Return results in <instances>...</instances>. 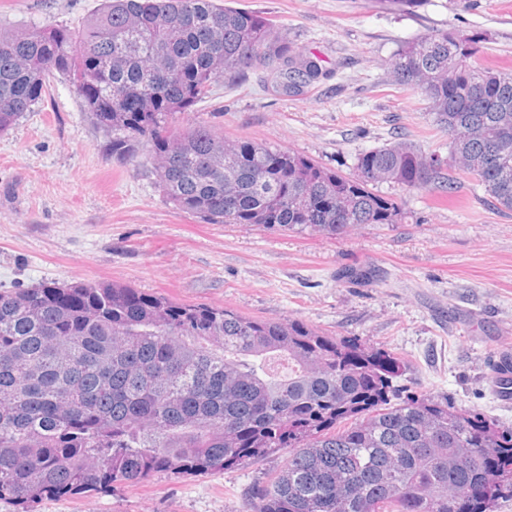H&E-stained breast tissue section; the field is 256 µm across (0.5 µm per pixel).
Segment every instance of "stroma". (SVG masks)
Listing matches in <instances>:
<instances>
[{
  "label": "stroma",
  "instance_id": "35a3bbf8",
  "mask_svg": "<svg viewBox=\"0 0 512 512\" xmlns=\"http://www.w3.org/2000/svg\"><path fill=\"white\" fill-rule=\"evenodd\" d=\"M276 21L294 49L327 71L311 92L279 94L268 70L168 121L301 154L348 176L358 154L404 139L447 154L428 100L396 85L390 64L407 43L449 31L483 64L512 71V0H221ZM101 0H0V28L81 30ZM105 132L71 84L50 80L42 103L0 133V289L44 282H116L253 319L299 320L326 336L391 351L408 367L401 395L427 394L512 428V400L490 388L499 348L512 346V211L472 177L395 199L393 224L331 236L209 224L178 211L149 163L106 157ZM287 451L203 475L157 473L94 494L47 495L0 512H242L251 488Z\"/></svg>",
  "mask_w": 512,
  "mask_h": 512
}]
</instances>
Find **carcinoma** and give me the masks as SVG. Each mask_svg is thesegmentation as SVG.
<instances>
[{"instance_id": "carcinoma-1", "label": "carcinoma", "mask_w": 512, "mask_h": 512, "mask_svg": "<svg viewBox=\"0 0 512 512\" xmlns=\"http://www.w3.org/2000/svg\"><path fill=\"white\" fill-rule=\"evenodd\" d=\"M300 95L321 60L271 19L215 0H102L75 33L0 29V132L72 84L106 155L152 161L174 208L208 224L337 235L394 224L380 183L426 190L447 166L512 211V72L437 32L392 61L431 103L449 156L399 141L343 176L291 151L166 119L253 68ZM395 354L299 321L250 319L117 283L0 291V500L89 493L157 472L202 474L291 449L244 512H490L512 493V429L428 396L394 402Z\"/></svg>"}]
</instances>
